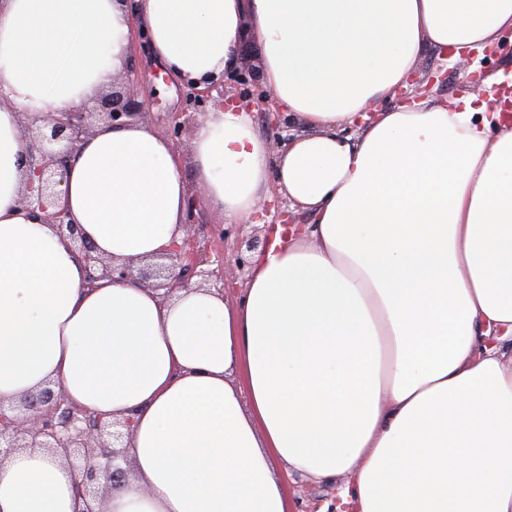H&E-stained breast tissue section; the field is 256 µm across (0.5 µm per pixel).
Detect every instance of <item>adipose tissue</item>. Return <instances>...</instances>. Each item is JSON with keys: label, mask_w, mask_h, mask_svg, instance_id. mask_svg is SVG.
Segmentation results:
<instances>
[{"label": "adipose tissue", "mask_w": 512, "mask_h": 512, "mask_svg": "<svg viewBox=\"0 0 512 512\" xmlns=\"http://www.w3.org/2000/svg\"><path fill=\"white\" fill-rule=\"evenodd\" d=\"M136 27L177 80L220 77L256 41L306 132L273 149L237 105L184 153L103 126L61 202L97 255L148 261L181 244L192 186L229 226L277 184L310 221L251 256L239 303L88 283L21 202L22 117L102 91ZM511 33L512 0H0V404L49 384L132 418L105 512H288L277 461L343 478L354 512H512V114L492 74L478 94L389 102L424 50ZM76 479L16 450L0 512H74Z\"/></svg>", "instance_id": "adipose-tissue-1"}]
</instances>
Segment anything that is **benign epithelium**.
<instances>
[{
    "instance_id": "benign-epithelium-1",
    "label": "benign epithelium",
    "mask_w": 512,
    "mask_h": 512,
    "mask_svg": "<svg viewBox=\"0 0 512 512\" xmlns=\"http://www.w3.org/2000/svg\"><path fill=\"white\" fill-rule=\"evenodd\" d=\"M232 80L242 91L224 94V80L212 81L204 88L199 82L184 79L183 106L174 113L170 122V135L179 138L183 117L204 114L215 103L244 102L253 97L265 103H275L272 92L263 88L252 92L257 85L256 75L245 66L229 71ZM148 112L145 102L137 99L133 91H114L99 97L97 108L80 107L70 112H60L46 119L28 118L29 124L38 128V134L28 141L24 156L26 175L25 193L21 202L32 213L43 218L63 237L70 240L81 254L87 270L101 268V275L114 281L134 276L131 266L125 262L107 263L94 254L92 245L70 218L68 210L56 202L58 187L66 180L67 162L71 151L83 139L93 133L96 119L112 126L128 125ZM267 127L273 130L274 145L288 142L283 135L288 127L284 113L271 109L264 113ZM194 219H189L187 235L182 243L156 263L147 275L139 276L150 287L172 292L187 285L183 272L190 268L184 263L187 248L194 241ZM132 432V420L107 421L86 409L70 404L62 392L50 386L22 398L17 405L5 409L0 406V462L19 448H50L66 461L78 475L76 480V512H104V492L95 484L103 477L112 482L120 481L127 469L119 462L129 463L125 454V439Z\"/></svg>"
}]
</instances>
